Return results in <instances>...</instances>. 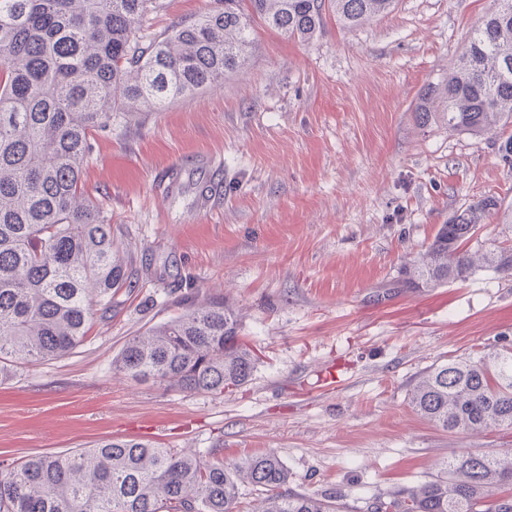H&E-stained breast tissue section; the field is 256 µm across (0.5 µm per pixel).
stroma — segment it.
<instances>
[{"label": "stroma", "mask_w": 512, "mask_h": 512, "mask_svg": "<svg viewBox=\"0 0 512 512\" xmlns=\"http://www.w3.org/2000/svg\"><path fill=\"white\" fill-rule=\"evenodd\" d=\"M491 0H397L370 24L334 15L307 41L253 24L248 66L164 108L94 132L84 192L138 275L70 354L0 383V461L148 440L201 460L274 450L291 489L365 512L464 450H512V431L451 434L412 409L431 365L512 348V274L481 269L425 291L401 268L441 224L501 203L469 250L512 240V164L484 135L420 124ZM214 0H158L150 36ZM220 298L259 355L231 393L136 382L112 362L179 301Z\"/></svg>", "instance_id": "1"}]
</instances>
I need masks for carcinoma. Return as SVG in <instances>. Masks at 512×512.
<instances>
[{
	"label": "carcinoma",
	"mask_w": 512,
	"mask_h": 512,
	"mask_svg": "<svg viewBox=\"0 0 512 512\" xmlns=\"http://www.w3.org/2000/svg\"><path fill=\"white\" fill-rule=\"evenodd\" d=\"M196 21L143 33L156 0H0V382L19 366L60 358L86 337L94 311L134 287L112 224L82 189L89 137L112 113L160 107L224 82L247 63L253 22L306 41L326 12L353 29L395 0H217ZM417 114L473 135L512 125V0H492L448 79ZM492 196L438 229L404 268L402 288L424 291L481 268L512 273V244L478 254L467 244L498 213ZM224 301L187 307L128 339L113 369L189 392L245 384L257 358ZM453 434L512 430V349L436 365L408 395ZM254 512H342L343 504L288 488L274 451L203 463L148 441L104 440L0 467V512H238L244 485ZM512 454L462 451L418 487L367 502L366 512H512Z\"/></svg>",
	"instance_id": "carcinoma-1"
}]
</instances>
